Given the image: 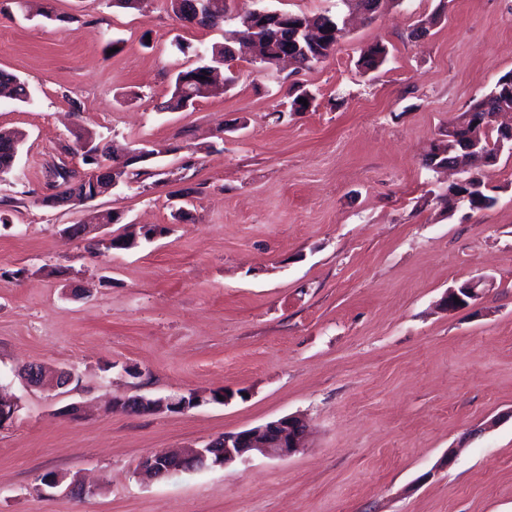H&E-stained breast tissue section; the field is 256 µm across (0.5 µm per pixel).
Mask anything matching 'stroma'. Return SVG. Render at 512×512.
<instances>
[{"label": "stroma", "mask_w": 512, "mask_h": 512, "mask_svg": "<svg viewBox=\"0 0 512 512\" xmlns=\"http://www.w3.org/2000/svg\"><path fill=\"white\" fill-rule=\"evenodd\" d=\"M260 7L342 4L229 0L203 28L169 0H0V70L30 90L0 99V129L26 135L0 176V392L21 405L0 427V512H512V154L483 167L482 210L449 198L457 172L423 162L512 74V0H400L312 68L238 55L223 91L165 109L174 75ZM377 43L387 58L363 72ZM304 90L309 108L292 111ZM81 133L159 155L107 195L43 204L54 169L84 171ZM102 212L121 219L97 236L137 244L63 236ZM479 278L478 307L440 310ZM26 363L79 381L26 385ZM189 392L205 403L112 406ZM288 414L310 424L290 457L139 473L146 456ZM49 471L94 495L43 486ZM204 402L205 400L194 393H190L188 396L168 395L156 399L136 395L120 400L118 404L113 401L112 406L119 405L120 408L132 413L164 410L183 412L198 407Z\"/></svg>", "instance_id": "35a3bbf8"}]
</instances>
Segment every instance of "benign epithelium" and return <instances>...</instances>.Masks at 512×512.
Segmentation results:
<instances>
[{"label":"benign epithelium","mask_w":512,"mask_h":512,"mask_svg":"<svg viewBox=\"0 0 512 512\" xmlns=\"http://www.w3.org/2000/svg\"><path fill=\"white\" fill-rule=\"evenodd\" d=\"M248 32L239 35V40L255 46L259 56H264L265 43L276 29L291 30L294 37L303 33L310 35L320 34V31L307 26L304 18L291 16L281 11L256 10L247 20ZM512 151V127L497 129L495 142L482 146L479 140H472L467 146L458 148L457 138L448 134L439 139L433 149V162L449 155V150L459 151L455 164L469 161V153L482 150L485 163L495 162L504 148ZM156 158L148 147L134 149L117 158L112 164V186L126 180L129 167L135 163ZM482 281H467L459 288H450L446 292L442 309L454 313L465 305L472 307L479 304L486 292L481 287ZM19 376L29 385H39L50 377L59 388L71 385L75 375L66 368L50 370L42 364H29L19 371ZM204 400L191 393L185 395H168L156 399H148L141 395L125 398L118 402L120 408L139 413L143 411H177L183 412L200 406ZM20 409L16 401H7L0 398V427L13 422ZM307 437V421L300 414L287 416L268 421L264 424L230 431L215 438L202 447H191L183 452L171 456L147 457L142 463L143 470L156 478H165L174 473L186 470H197L211 467H227L235 462H246L256 455L275 456L286 458L305 446ZM44 485L49 488H64V494L73 498H84L91 491L80 484L76 479H67V475L49 472L45 474Z\"/></svg>","instance_id":"7a95c632"}]
</instances>
